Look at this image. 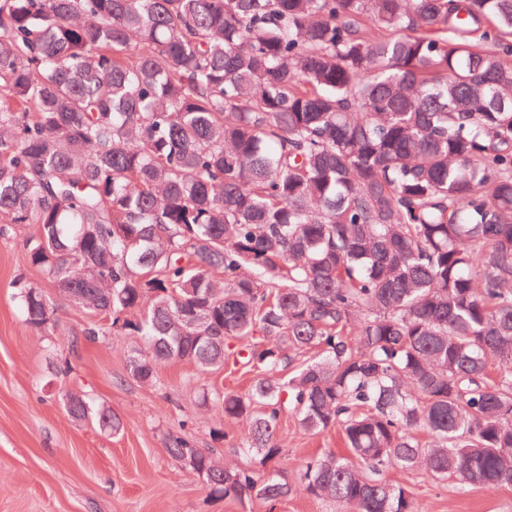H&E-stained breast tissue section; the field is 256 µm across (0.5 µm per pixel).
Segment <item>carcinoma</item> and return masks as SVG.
<instances>
[{"instance_id": "obj_1", "label": "carcinoma", "mask_w": 512, "mask_h": 512, "mask_svg": "<svg viewBox=\"0 0 512 512\" xmlns=\"http://www.w3.org/2000/svg\"><path fill=\"white\" fill-rule=\"evenodd\" d=\"M511 43L512 0H0V224L139 336L133 378L245 356L248 390L204 400L262 466L287 416L340 428L307 495L419 512L388 470L512 487ZM20 306L48 323L41 289ZM169 446L215 494L293 492Z\"/></svg>"}]
</instances>
